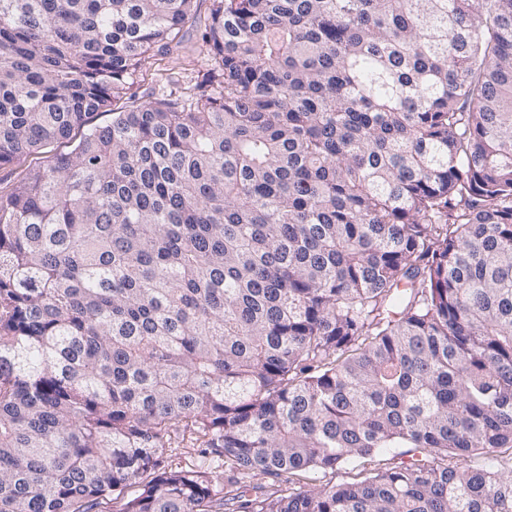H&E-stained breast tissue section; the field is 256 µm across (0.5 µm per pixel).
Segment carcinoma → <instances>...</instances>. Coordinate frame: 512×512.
Wrapping results in <instances>:
<instances>
[{
    "label": "carcinoma",
    "instance_id": "1",
    "mask_svg": "<svg viewBox=\"0 0 512 512\" xmlns=\"http://www.w3.org/2000/svg\"><path fill=\"white\" fill-rule=\"evenodd\" d=\"M193 2L0 0V512H512V0ZM183 33L185 49L178 53L179 59H175L177 53L168 56L158 55L148 59L130 93H135L142 101L149 100L152 98V94L155 91L158 92L161 87L166 86L167 89L173 87V85H167L169 77L174 80L178 79L182 86L187 85L195 75V71L203 66L205 57L195 51L198 46L195 30L186 26ZM80 132V130L76 129L72 133L71 139L56 141L29 156L15 160L11 164L0 165V184H2V186L10 185L15 182L19 174L28 167L47 164L54 155L69 152L76 140H78ZM401 457L387 452L368 459L353 458L334 471L308 472L299 475L282 476L281 478L255 476L251 479L252 485L258 484L266 489H279L282 494L299 490H312L321 485H340L353 483L370 472L384 471L400 462Z\"/></svg>",
    "mask_w": 512,
    "mask_h": 512
}]
</instances>
